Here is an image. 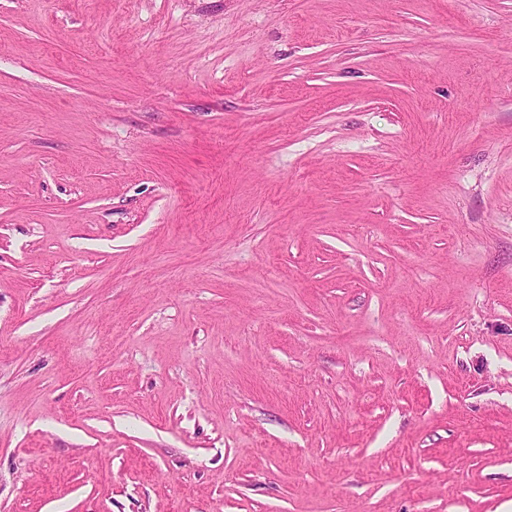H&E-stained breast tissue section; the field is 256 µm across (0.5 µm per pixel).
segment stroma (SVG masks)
I'll use <instances>...</instances> for the list:
<instances>
[{"mask_svg": "<svg viewBox=\"0 0 512 512\" xmlns=\"http://www.w3.org/2000/svg\"><path fill=\"white\" fill-rule=\"evenodd\" d=\"M512 0H0V512H502Z\"/></svg>", "mask_w": 512, "mask_h": 512, "instance_id": "stroma-1", "label": "stroma"}]
</instances>
